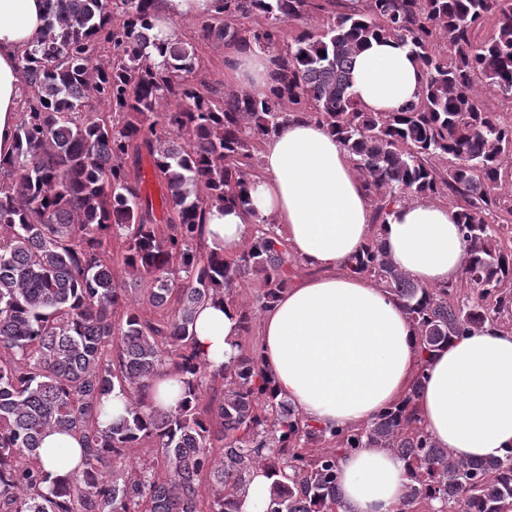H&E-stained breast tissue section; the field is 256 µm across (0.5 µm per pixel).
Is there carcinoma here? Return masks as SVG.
<instances>
[{
	"mask_svg": "<svg viewBox=\"0 0 512 512\" xmlns=\"http://www.w3.org/2000/svg\"><path fill=\"white\" fill-rule=\"evenodd\" d=\"M45 2L43 39L18 62L30 93L15 151L0 158V512H199L203 497L209 512H239L258 468L272 479L266 512H341L338 462L360 448L407 462L400 512L435 502L512 512V452L468 460L439 447L414 407L423 366L400 402L336 430L276 400L258 353L241 343L212 370L194 346L198 306L231 303L258 279L256 306L238 307L245 337L287 289L291 260L267 219L232 260L192 247L211 208L244 202L255 145L307 109L352 157L374 225L398 203L448 190L460 198L457 281L414 282L376 233L345 265L395 297L421 363L486 325L512 327V196L502 191L512 123L481 105L475 84L480 76L512 98V0H368L291 43L283 25L332 0H216L197 41L268 52L275 67L266 90L228 95L195 80L194 43L154 32L153 0ZM490 15L494 34L480 40ZM252 16L265 23L242 27ZM379 38L408 46L423 72L416 99L397 112H367L352 92L354 58ZM145 155L163 187L158 205L144 188ZM114 241L129 285L114 274ZM140 301L162 318L143 319ZM163 371L183 376L187 398L173 410L144 403ZM208 376L224 380L215 406L202 403ZM116 389L130 407L103 429L102 398ZM48 430L81 440L64 477L41 466ZM146 442L150 459L111 466Z\"/></svg>",
	"mask_w": 512,
	"mask_h": 512,
	"instance_id": "cac0c4a2",
	"label": "carcinoma"
}]
</instances>
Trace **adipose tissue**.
Returning <instances> with one entry per match:
<instances>
[{
    "label": "adipose tissue",
    "mask_w": 512,
    "mask_h": 512,
    "mask_svg": "<svg viewBox=\"0 0 512 512\" xmlns=\"http://www.w3.org/2000/svg\"><path fill=\"white\" fill-rule=\"evenodd\" d=\"M152 11L157 30L174 37L175 20L211 15L215 0H155ZM46 23L45 0H0V158L14 152L25 93L18 58ZM271 72L269 55L233 48L224 54L228 83L260 92ZM421 81L409 48L390 39L372 41L354 59L352 90L371 112L398 111ZM246 195V204L208 213V246L238 250L250 225L267 219L290 253L317 271L263 315L259 354L278 399L314 426H353L397 403L422 365L427 380L416 407L440 447L464 459L512 451V330L485 327L421 363L401 306L373 280L345 269L369 237L373 208L335 135L292 117L265 141ZM380 237L397 269L427 287L457 280L466 261L458 210L439 201L396 205ZM194 333L210 367H222L238 353L237 308L204 304ZM408 482L406 462L387 451L358 449L339 463L344 512H397Z\"/></svg>",
    "instance_id": "1"
}]
</instances>
